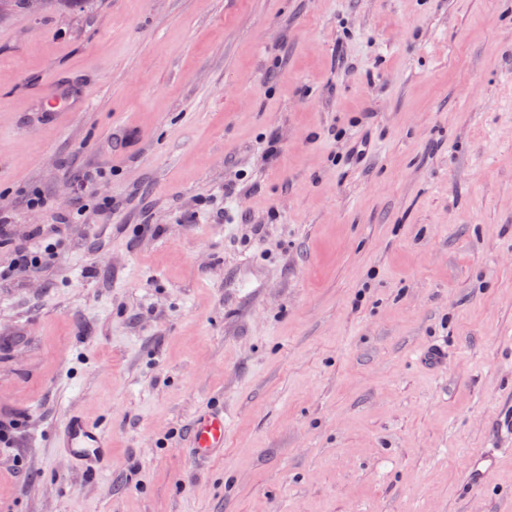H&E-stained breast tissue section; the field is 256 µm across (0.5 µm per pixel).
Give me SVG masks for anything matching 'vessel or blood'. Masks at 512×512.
<instances>
[{
	"mask_svg": "<svg viewBox=\"0 0 512 512\" xmlns=\"http://www.w3.org/2000/svg\"><path fill=\"white\" fill-rule=\"evenodd\" d=\"M55 447L65 449L73 462L90 472L99 471L110 457L112 442L100 426L80 414L69 415L57 430ZM191 447L209 457L224 447V415L207 411L196 415L191 428ZM496 464L493 449L484 448L469 459L465 477L472 490H480Z\"/></svg>",
	"mask_w": 512,
	"mask_h": 512,
	"instance_id": "1",
	"label": "vessel or blood"
}]
</instances>
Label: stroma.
<instances>
[{
	"label": "stroma",
	"mask_w": 512,
	"mask_h": 512,
	"mask_svg": "<svg viewBox=\"0 0 512 512\" xmlns=\"http://www.w3.org/2000/svg\"><path fill=\"white\" fill-rule=\"evenodd\" d=\"M79 199L0 283V512H512V0L17 7L0 215ZM80 208L71 206L66 209L60 217L59 224H55L53 234L46 235L44 227L35 226L30 233V240H37L34 243L26 241H14L7 237L4 228L9 226L5 224L4 217L0 216V248L9 247L11 258L8 265L0 266V281H6L12 278L17 272H29L39 274L46 271L52 262L57 261L64 248V230L66 224H71L75 213L78 214ZM190 448L205 458L224 449V412L207 411L196 415ZM54 445L65 448L73 462L97 472L111 456L112 442L100 426L81 414L69 415L57 430ZM496 459L494 449L491 448H483L472 455L465 471L466 481L472 490L477 491L483 487L495 467Z\"/></svg>",
	"instance_id": "1"
}]
</instances>
